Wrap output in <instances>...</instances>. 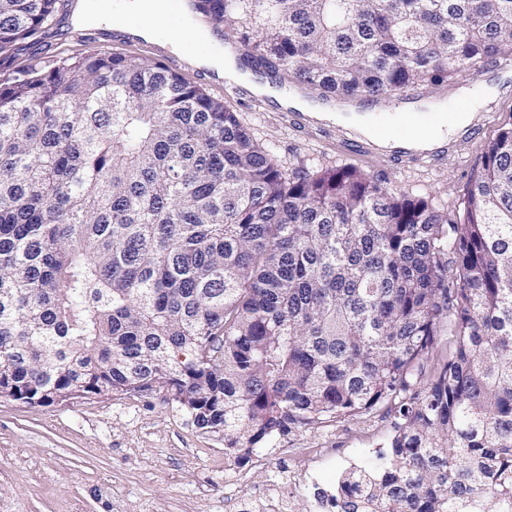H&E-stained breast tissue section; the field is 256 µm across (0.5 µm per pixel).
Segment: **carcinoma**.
Listing matches in <instances>:
<instances>
[{
    "instance_id": "cac0c4a2",
    "label": "carcinoma",
    "mask_w": 512,
    "mask_h": 512,
    "mask_svg": "<svg viewBox=\"0 0 512 512\" xmlns=\"http://www.w3.org/2000/svg\"><path fill=\"white\" fill-rule=\"evenodd\" d=\"M60 0H0V65ZM241 60L378 103L512 58V0H203ZM152 393L240 461L394 414L345 512L512 498V123L463 215L351 165L285 168L224 99L124 52L0 80V393Z\"/></svg>"
}]
</instances>
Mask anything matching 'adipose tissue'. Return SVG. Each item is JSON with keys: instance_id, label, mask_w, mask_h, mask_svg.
<instances>
[{"instance_id": "1", "label": "adipose tissue", "mask_w": 512, "mask_h": 512, "mask_svg": "<svg viewBox=\"0 0 512 512\" xmlns=\"http://www.w3.org/2000/svg\"><path fill=\"white\" fill-rule=\"evenodd\" d=\"M197 63L215 72L220 77H223L227 83L243 85L254 93L274 97L279 105L309 112L317 116L321 115L327 119L339 120L343 117L340 108L313 105L301 98L298 94L291 93L283 95L274 92L270 84L256 82L250 73L238 69L231 50H216L207 56L198 58Z\"/></svg>"}]
</instances>
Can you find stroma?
Listing matches in <instances>:
<instances>
[{
	"instance_id": "stroma-1",
	"label": "stroma",
	"mask_w": 512,
	"mask_h": 512,
	"mask_svg": "<svg viewBox=\"0 0 512 512\" xmlns=\"http://www.w3.org/2000/svg\"><path fill=\"white\" fill-rule=\"evenodd\" d=\"M94 46L159 58L145 45L123 41L111 21L76 26L62 14L48 37L22 43L0 75ZM182 75L224 97L258 140L276 144L283 165L307 158L325 166L350 164L388 188H415L442 210L458 207L486 145L512 123V68L492 63L432 88L430 108H421L413 90L408 100L361 110L360 125H443L448 152L440 158L362 149L359 126L302 120L268 98L210 83L195 67ZM468 93L477 100L476 132L456 124L454 106ZM393 421L381 409L338 422L293 425L240 464L225 453L221 434L197 427L185 409L159 393L84 396L42 407L0 397V512H257L274 486L290 496L294 512H306L310 495L289 485V472L301 471L334 489L350 463L377 469Z\"/></svg>"
}]
</instances>
